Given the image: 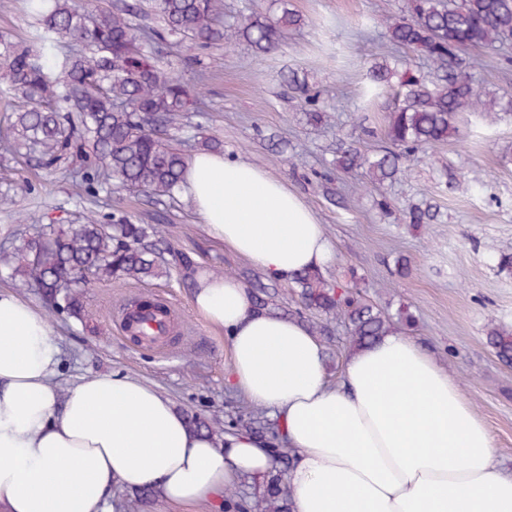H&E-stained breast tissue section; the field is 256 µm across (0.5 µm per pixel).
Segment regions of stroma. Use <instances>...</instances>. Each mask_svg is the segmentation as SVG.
I'll return each mask as SVG.
<instances>
[{
	"label": "stroma",
	"instance_id": "stroma-1",
	"mask_svg": "<svg viewBox=\"0 0 512 512\" xmlns=\"http://www.w3.org/2000/svg\"><path fill=\"white\" fill-rule=\"evenodd\" d=\"M403 0H224L228 20L282 10L305 23L271 53L246 42L182 49L180 77L201 92L198 121L219 138L225 153L249 161L298 193L324 224L333 258L324 275L343 283L358 280L363 295L396 313L414 317L404 328L424 351L457 379L495 442L499 468L512 474V364L486 344V327L512 328V269L499 265L512 253V110L496 120L469 112L459 134L413 153L403 174L379 190L360 191L354 178L336 170L340 145L357 142L374 151L395 103V87L362 98L369 67L389 58L381 23L384 8ZM470 72L480 87L512 95V45L479 51ZM297 75L319 91L328 123L308 122L304 99L288 80ZM26 184L9 209L0 208V249L18 245L43 224H72L84 216H127L159 228L163 244L191 252L208 270L227 276L258 272V265L214 242L183 196L165 203L116 189L93 199L64 168L44 170L0 152V191ZM433 205L431 224L408 221L410 208ZM406 258L400 269L398 258ZM151 295L175 314L164 344L133 343L118 309L129 297ZM90 317L81 323L49 314L60 349L59 381L70 387L101 372L126 374L155 387L176 408L217 422L242 405L225 383L229 343L192 302L178 274L145 282H98L86 298Z\"/></svg>",
	"mask_w": 512,
	"mask_h": 512
}]
</instances>
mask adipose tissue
Here are the masks:
<instances>
[{"instance_id": "ef3b65f1", "label": "adipose tissue", "mask_w": 512, "mask_h": 512, "mask_svg": "<svg viewBox=\"0 0 512 512\" xmlns=\"http://www.w3.org/2000/svg\"><path fill=\"white\" fill-rule=\"evenodd\" d=\"M208 235L283 281L327 265L323 224L255 164L201 152L182 188ZM193 305L229 339L228 386L268 410L295 448V512H512V476L458 382L408 337L351 354L339 381L324 346L294 319L253 307L246 284L198 270ZM46 317L0 290V512H107L114 487L173 504L222 500L273 465L271 444L193 431L155 388L115 373L54 381Z\"/></svg>"}]
</instances>
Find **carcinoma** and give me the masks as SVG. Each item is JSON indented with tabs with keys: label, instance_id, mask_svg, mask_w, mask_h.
<instances>
[{
	"label": "carcinoma",
	"instance_id": "carcinoma-1",
	"mask_svg": "<svg viewBox=\"0 0 512 512\" xmlns=\"http://www.w3.org/2000/svg\"><path fill=\"white\" fill-rule=\"evenodd\" d=\"M155 5L160 25L145 31L126 8L94 11L76 0H52L48 8L36 6L26 42L0 40V78L17 103L6 151L24 149L45 168L75 159L79 164L69 168L70 177L93 194L115 183L159 201L175 198L190 156L165 135L178 127L198 93L179 80L173 63L153 58L147 45L188 42L206 49L243 38L261 54L287 39L302 18L285 9L277 18L251 15L226 23L224 0H155ZM404 11L384 16L389 41L423 55L442 75L428 84L404 60L398 73L401 100L383 133L387 147L368 153L351 143L337 152L336 168L360 175L365 186L394 181L408 153L456 137L459 114L483 112L493 120L502 105V97L471 83L469 52L512 41V0H406ZM390 78L388 70L371 68L368 92L378 95ZM303 93L309 119L325 120L317 95L306 88ZM0 260L12 277L38 289L45 307L77 319L88 317L84 292L93 281H145L170 273L168 261L149 240V227L116 217L110 223L88 218L81 224H45L37 235L0 253ZM175 262L182 282L192 287L196 259L180 252ZM247 281L254 308L274 312L272 285L259 278ZM292 282L299 307L288 315L302 319L309 311L340 320L355 350L388 335L394 321L410 320L402 309L394 318L363 300L358 283L333 282L318 269L302 270ZM168 313L163 302L145 300L125 313V325L141 333L157 318L164 332ZM486 339L502 362L512 363V329L491 323ZM226 432L261 434L279 444L283 469L268 473L250 501L226 491L224 510L294 512L284 471L295 451L280 442L279 427L258 425L242 412Z\"/></svg>",
	"mask_w": 512,
	"mask_h": 512
}]
</instances>
